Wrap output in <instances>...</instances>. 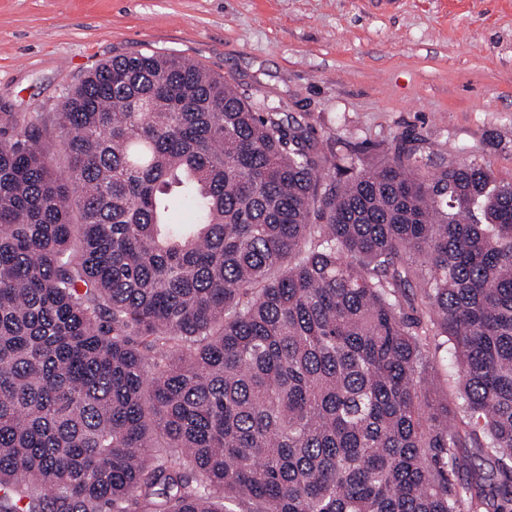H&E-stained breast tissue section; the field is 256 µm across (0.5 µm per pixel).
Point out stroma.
Instances as JSON below:
<instances>
[{
  "label": "stroma",
  "mask_w": 512,
  "mask_h": 512,
  "mask_svg": "<svg viewBox=\"0 0 512 512\" xmlns=\"http://www.w3.org/2000/svg\"><path fill=\"white\" fill-rule=\"evenodd\" d=\"M148 49L349 153L404 140L512 179V0H0V113L54 129L89 67Z\"/></svg>",
  "instance_id": "35a3bbf8"
}]
</instances>
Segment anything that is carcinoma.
<instances>
[{"label":"carcinoma","mask_w":512,"mask_h":512,"mask_svg":"<svg viewBox=\"0 0 512 512\" xmlns=\"http://www.w3.org/2000/svg\"><path fill=\"white\" fill-rule=\"evenodd\" d=\"M338 144L154 50L0 116V512H512V181ZM440 342H442L441 339H436L431 344L432 352L436 353L438 366L435 374L437 378L433 384L426 385V389L439 395L448 391V395L452 396L454 389L451 386L454 384L453 381L456 377L455 358L449 345L445 344L438 347Z\"/></svg>","instance_id":"obj_1"}]
</instances>
